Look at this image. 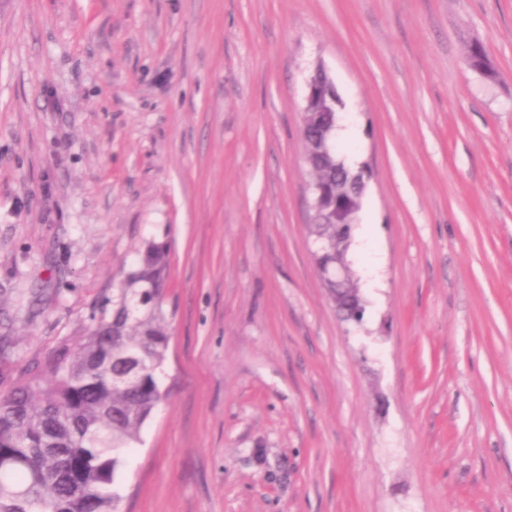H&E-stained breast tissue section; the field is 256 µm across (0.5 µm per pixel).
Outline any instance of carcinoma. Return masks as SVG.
Listing matches in <instances>:
<instances>
[{"label":"carcinoma","mask_w":512,"mask_h":512,"mask_svg":"<svg viewBox=\"0 0 512 512\" xmlns=\"http://www.w3.org/2000/svg\"><path fill=\"white\" fill-rule=\"evenodd\" d=\"M309 161L332 182L345 166L334 144L330 156ZM345 182L337 217L309 225L331 255L348 253L361 210ZM168 268L167 243L145 241L117 295L91 315L82 342L59 341L36 376L0 397V512H119L114 485L124 455L165 396ZM130 357L139 361L134 371Z\"/></svg>","instance_id":"obj_1"}]
</instances>
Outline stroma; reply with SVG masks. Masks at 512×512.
I'll list each match as a JSON object with an SVG mask.
<instances>
[{
    "label": "stroma",
    "instance_id": "1",
    "mask_svg": "<svg viewBox=\"0 0 512 512\" xmlns=\"http://www.w3.org/2000/svg\"><path fill=\"white\" fill-rule=\"evenodd\" d=\"M319 68L369 172L358 324L308 231ZM149 239L123 512H512V0H0V396Z\"/></svg>",
    "mask_w": 512,
    "mask_h": 512
}]
</instances>
